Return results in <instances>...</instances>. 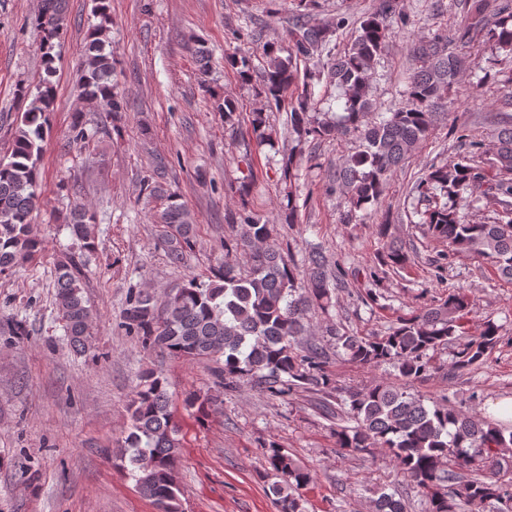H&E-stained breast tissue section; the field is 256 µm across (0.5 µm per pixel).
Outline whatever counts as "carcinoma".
Here are the masks:
<instances>
[{"instance_id": "cac0c4a2", "label": "carcinoma", "mask_w": 512, "mask_h": 512, "mask_svg": "<svg viewBox=\"0 0 512 512\" xmlns=\"http://www.w3.org/2000/svg\"><path fill=\"white\" fill-rule=\"evenodd\" d=\"M464 25L455 36L435 32L411 45L414 67L401 101L377 120L371 100V78L387 39L390 21L407 25L400 0H379L375 12L356 28L349 47L341 54L332 46L344 18L318 25L310 17L318 0H298L288 21L286 56L270 44L266 65L253 79L254 67L245 57H227L242 81L255 82L256 95L266 106L289 112L288 130L296 146L356 135L362 150L348 156L337 169L327 191L341 190L350 208L342 223L359 221V212L379 204L390 177L405 164L421 142L428 139L437 117L447 115L449 87L468 70L461 48L474 37L486 35L512 53V9L503 5L491 12L489 0H458ZM100 22L86 45L81 75V94L99 111L115 114L126 107L112 83L114 61L106 51L103 34L110 22L109 0H96ZM65 0H42L34 23L42 32L43 74L35 88L21 86L18 97L28 102L25 110L9 118L12 147L0 158V272L32 258L42 246L32 230L38 204V181L43 142L55 99L56 68L53 50L63 35ZM327 58L330 84L340 91L343 112L317 109L315 87L321 69L300 68L314 59ZM252 132L259 143L274 145L273 128L264 112L252 113ZM458 133L463 155L448 163L425 168L413 188L420 201L424 233L447 244L444 258L463 252L494 263L499 273L512 280V126L498 131L488 150L468 129L451 125ZM284 223H297L296 153L282 158ZM483 189L482 198L501 208L504 223H467L458 204L469 205L468 196ZM242 213L240 231L225 244L224 263L210 283L190 279L166 297L162 308L142 291L127 300L123 326L146 349L168 351L188 360L208 359L216 364L217 383L228 389L240 381L254 384L262 393L284 398L298 390L318 396V407L336 421V447L347 456L385 449L399 470L425 498V512H462V507L494 505V512H512V472L504 470L512 448V429L463 413L445 403L427 406L404 387L380 381L367 389L339 387L327 368L323 347L302 337L313 334L308 314L317 307L323 313L335 307L336 291L345 287L344 274L325 255L314 252L302 272L288 263L277 240L274 224L262 223L246 209L249 183L236 189ZM161 222L175 242L170 256L181 260L192 246L193 220L184 205L169 200ZM95 216L77 205L66 224L86 251L95 249L90 225ZM394 225H376L382 243L380 266L398 273L414 264V252L394 239ZM249 258V272L237 268V255ZM82 263L72 257L63 264L56 282V307L71 347L91 348L90 309L84 295ZM471 313L466 294L448 297L417 314L397 320L385 336H355L331 324L326 333L336 349L360 366H393L408 382L419 381L429 370L428 352L453 347L451 370L462 371L482 361L499 341L501 326L486 319L478 334L459 342ZM164 380L153 372L140 376L128 403L129 432L125 455L132 466L135 485L156 504L158 512H180L176 435ZM262 478L271 481L277 512H305L299 490L313 480L310 470L276 442L264 451ZM374 512H405V505L391 494L374 500Z\"/></svg>"}]
</instances>
